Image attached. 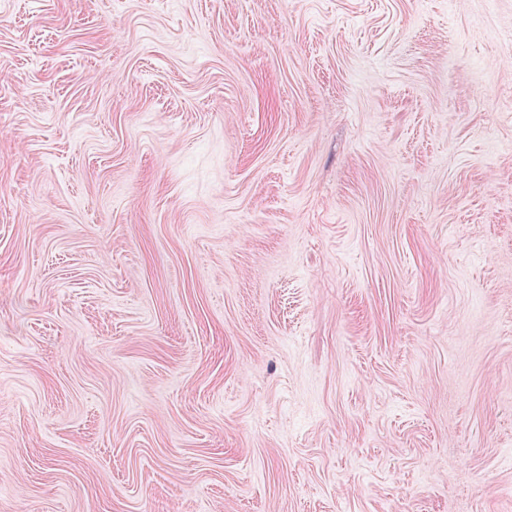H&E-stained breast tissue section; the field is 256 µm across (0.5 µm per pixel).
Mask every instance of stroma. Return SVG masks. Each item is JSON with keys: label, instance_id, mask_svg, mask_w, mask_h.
Wrapping results in <instances>:
<instances>
[{"label": "stroma", "instance_id": "obj_1", "mask_svg": "<svg viewBox=\"0 0 512 512\" xmlns=\"http://www.w3.org/2000/svg\"><path fill=\"white\" fill-rule=\"evenodd\" d=\"M0 512H512V0H0Z\"/></svg>", "mask_w": 512, "mask_h": 512}]
</instances>
